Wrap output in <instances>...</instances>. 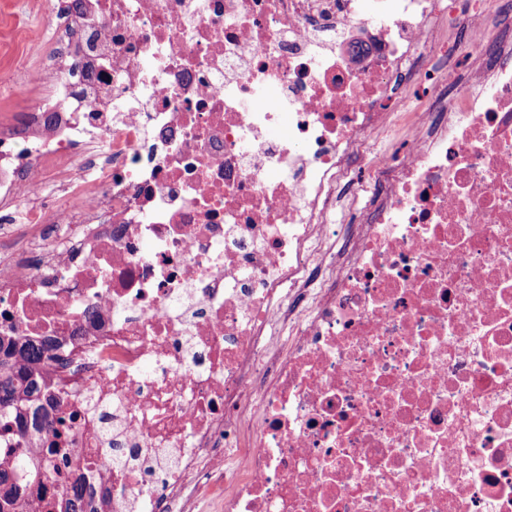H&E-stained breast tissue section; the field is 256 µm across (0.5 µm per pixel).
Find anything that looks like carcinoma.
<instances>
[{
  "label": "carcinoma",
  "mask_w": 512,
  "mask_h": 512,
  "mask_svg": "<svg viewBox=\"0 0 512 512\" xmlns=\"http://www.w3.org/2000/svg\"><path fill=\"white\" fill-rule=\"evenodd\" d=\"M44 357V347L30 342L0 353V417L12 416L5 429L14 428L20 436L25 435L30 426L37 431L43 428L37 412H29L24 401L41 389L42 377L37 369ZM58 489L68 497L69 512H85L87 502L82 487L60 485ZM24 492L25 488L11 481L10 475L0 469V512H9Z\"/></svg>",
  "instance_id": "1"
}]
</instances>
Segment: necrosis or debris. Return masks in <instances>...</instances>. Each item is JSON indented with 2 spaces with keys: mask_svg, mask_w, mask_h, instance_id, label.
I'll return each mask as SVG.
<instances>
[{
  "mask_svg": "<svg viewBox=\"0 0 512 512\" xmlns=\"http://www.w3.org/2000/svg\"><path fill=\"white\" fill-rule=\"evenodd\" d=\"M46 19L0 338L47 344L63 429L0 433L14 512H512V0Z\"/></svg>",
  "mask_w": 512,
  "mask_h": 512,
  "instance_id": "obj_1",
  "label": "necrosis or debris"
}]
</instances>
